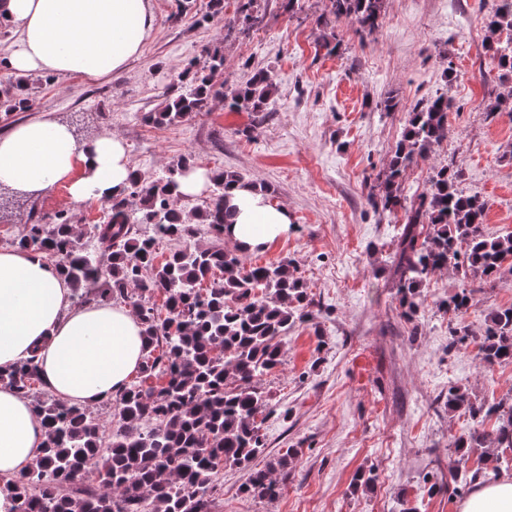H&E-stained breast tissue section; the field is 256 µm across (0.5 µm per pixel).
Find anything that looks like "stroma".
Wrapping results in <instances>:
<instances>
[{"label": "stroma", "instance_id": "obj_1", "mask_svg": "<svg viewBox=\"0 0 512 512\" xmlns=\"http://www.w3.org/2000/svg\"><path fill=\"white\" fill-rule=\"evenodd\" d=\"M179 4L152 0L154 31L124 71L98 79L47 73L31 101L77 127L79 139L121 137L145 180L185 157L270 186L291 213L288 237L246 262L291 261L312 299L311 320L283 337L281 364L259 381L273 406L261 423L265 455L290 450L292 464L263 500L241 493L248 470L225 466L212 512H401L406 504L457 512L471 488H443L456 467L454 440L494 423L449 412L448 390L461 386L491 403L512 397V363L486 364L478 350L486 314L512 305V276L475 287L457 317L442 303L460 281L438 271L407 318L389 263L403 213L376 210L368 195L413 106L444 93L454 104L448 134L406 169L403 193L425 192L433 168L451 166L460 189L487 200V233L512 230V112L487 114L501 91L484 49L483 17L495 0H387L373 33L337 23L333 51L321 26L331 0H302L294 14L281 0H260L263 20L246 35L231 26L237 0H224L217 15L211 0H189L184 11ZM207 47L223 52L225 96L175 124L144 122ZM261 68L278 84L267 111L232 109L229 91ZM389 97L396 111H382ZM103 208L69 203L63 185L9 201L0 247L49 210L93 224ZM456 329L468 338L454 347Z\"/></svg>", "mask_w": 512, "mask_h": 512}]
</instances>
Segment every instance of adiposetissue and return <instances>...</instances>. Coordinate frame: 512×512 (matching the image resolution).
<instances>
[{
	"mask_svg": "<svg viewBox=\"0 0 512 512\" xmlns=\"http://www.w3.org/2000/svg\"><path fill=\"white\" fill-rule=\"evenodd\" d=\"M0 16L17 39L6 62L11 74L54 73L96 79L124 70L154 28L149 0H0ZM132 168L122 138L106 132L76 140L52 113L0 134V183L44 194L68 187L70 201L122 196ZM227 238L248 250L286 237V205L236 183ZM36 357L41 381L60 401L94 406L119 394L137 372L142 327L123 305H74L71 288L40 257L0 247V368ZM46 427L31 402L0 385V480L42 457ZM459 512H512V477L477 484Z\"/></svg>",
	"mask_w": 512,
	"mask_h": 512,
	"instance_id": "obj_1",
	"label": "adipose tissue"
}]
</instances>
